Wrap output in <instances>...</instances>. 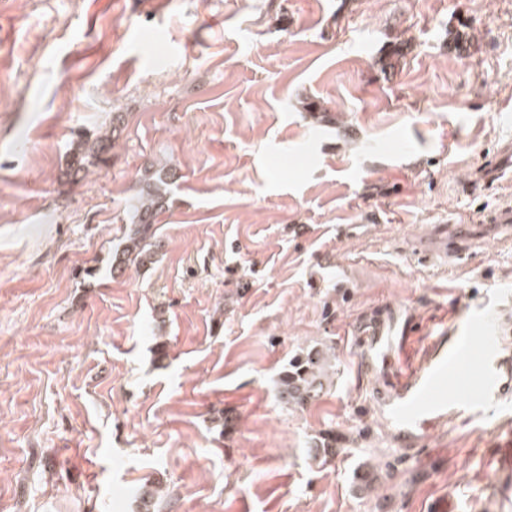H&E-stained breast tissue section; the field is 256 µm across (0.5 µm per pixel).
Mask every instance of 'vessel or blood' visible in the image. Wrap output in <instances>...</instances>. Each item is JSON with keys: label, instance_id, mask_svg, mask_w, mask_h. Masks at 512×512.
Wrapping results in <instances>:
<instances>
[{"label": "vessel or blood", "instance_id": "obj_1", "mask_svg": "<svg viewBox=\"0 0 512 512\" xmlns=\"http://www.w3.org/2000/svg\"><path fill=\"white\" fill-rule=\"evenodd\" d=\"M468 353L480 362L481 373L465 395L467 403L481 407L512 393V358L501 353L499 337L490 335L472 340ZM444 371V365H437L407 386L395 399L394 408L398 415H405L410 408H422L430 413L443 411L445 402L440 391Z\"/></svg>", "mask_w": 512, "mask_h": 512}]
</instances>
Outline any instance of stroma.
Instances as JSON below:
<instances>
[{"label": "stroma", "mask_w": 512, "mask_h": 512, "mask_svg": "<svg viewBox=\"0 0 512 512\" xmlns=\"http://www.w3.org/2000/svg\"><path fill=\"white\" fill-rule=\"evenodd\" d=\"M510 141L512 0H0V512H138L149 481L159 512H512V394L458 402L463 356L444 413L385 402L475 320L512 348L482 220L512 178L478 173ZM163 167L159 253L108 275ZM441 224L461 257L418 252ZM313 348L323 392L283 403ZM112 151V142L108 138H98L91 147H86L82 140H77L70 152L69 167L77 175L83 172L84 176L90 173V168L100 170L105 165ZM329 362V353L315 348L295 359L279 379V398L286 404L305 405L323 389L321 379L326 376Z\"/></svg>", "instance_id": "35a3bbf8"}]
</instances>
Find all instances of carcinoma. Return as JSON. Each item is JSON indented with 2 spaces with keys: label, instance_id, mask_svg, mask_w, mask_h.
<instances>
[{
  "label": "carcinoma",
  "instance_id": "obj_1",
  "mask_svg": "<svg viewBox=\"0 0 512 512\" xmlns=\"http://www.w3.org/2000/svg\"><path fill=\"white\" fill-rule=\"evenodd\" d=\"M403 43H395L389 52L379 56L375 64L385 72L395 68L402 56ZM112 142L99 138L88 147L78 140L70 152L69 167L74 172L89 174L109 160ZM178 179L175 169L144 170L141 189L129 204L132 223L125 240L112 255V274L124 272L129 265H143L151 261L160 244L154 238L157 217L166 210L171 187ZM330 355L323 349H312L302 358L295 359L279 379V398L286 404L303 406L319 390L323 389L322 379L326 376ZM161 490L153 485L142 487L140 512H156Z\"/></svg>",
  "mask_w": 512,
  "mask_h": 512
}]
</instances>
